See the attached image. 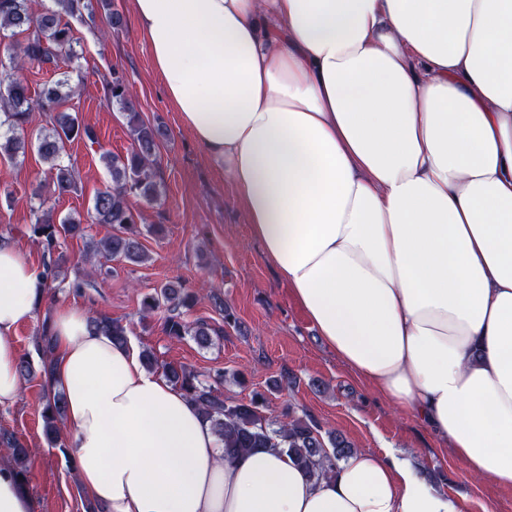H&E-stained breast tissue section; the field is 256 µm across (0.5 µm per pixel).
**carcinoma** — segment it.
Wrapping results in <instances>:
<instances>
[{"label": "carcinoma", "instance_id": "cac0c4a2", "mask_svg": "<svg viewBox=\"0 0 512 512\" xmlns=\"http://www.w3.org/2000/svg\"><path fill=\"white\" fill-rule=\"evenodd\" d=\"M54 7L38 11L32 0H0V127L7 126L10 135L0 142V153L9 157L26 153L24 134L29 114L44 112L48 117L45 132L37 138V151L42 159L55 169L48 192L64 197L77 189L74 173L59 158L65 145L75 139L94 144L97 135L93 128L79 123L77 116L62 109L66 100L75 94L70 73L62 66L78 58L76 47L80 38L72 21L84 24L105 20L106 33L117 34L126 27L124 15L114 7L113 0H52ZM45 68L58 78L40 90H32L28 81L17 72L28 66ZM108 97L112 104L125 112L133 138L131 149L123 156L103 152L100 155L109 172L111 183L97 192L92 202L93 219L97 224H109L113 232L97 242H90L89 252L104 253L114 259L138 265L148 259L141 243L137 220L129 199L139 196L147 200L158 197L153 181L152 167L159 150L162 131L144 123L130 98V91L122 77L114 75L107 83ZM30 231L43 249L42 276L46 288L61 276L66 262L61 251L62 240L86 236V227L71 217L55 220L49 212H42L31 224ZM197 294L179 280H169L146 294L142 312L149 315L165 312L167 336L181 341L191 337L195 343L208 348L214 340L224 337L226 329L242 332V326L231 307L219 301L222 322L205 319L190 321L187 314L197 304ZM89 326L112 338L119 346L127 344L128 328L118 319L94 314ZM36 350L40 356V377L48 382L53 369L54 345L49 320L42 323ZM147 369L161 373L169 382L182 389L187 398L211 423L215 433L224 443V456L234 458L259 448H286L299 467L310 479L318 482L336 469V462L351 455L356 445L346 436L335 431H322L309 416L296 414L286 407L276 416L269 412L266 394L255 391L246 401H228L219 385L226 374L218 373L214 382L207 383L200 375L186 367L161 364L150 351L141 354ZM66 409L64 394L47 391L43 397L41 417L47 440L62 455L71 458L70 448L63 443L60 424ZM0 447L6 448L15 462L21 477H26L29 452L18 439L0 432Z\"/></svg>", "mask_w": 512, "mask_h": 512}]
</instances>
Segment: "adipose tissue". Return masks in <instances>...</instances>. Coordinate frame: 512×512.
<instances>
[{
    "label": "adipose tissue",
    "instance_id": "1",
    "mask_svg": "<svg viewBox=\"0 0 512 512\" xmlns=\"http://www.w3.org/2000/svg\"><path fill=\"white\" fill-rule=\"evenodd\" d=\"M166 98L224 171L326 346L512 488V0H131ZM44 280L0 239V406ZM57 309L50 390L103 512H459L409 460L358 449L315 482L233 460L134 346ZM0 462V512H35Z\"/></svg>",
    "mask_w": 512,
    "mask_h": 512
}]
</instances>
